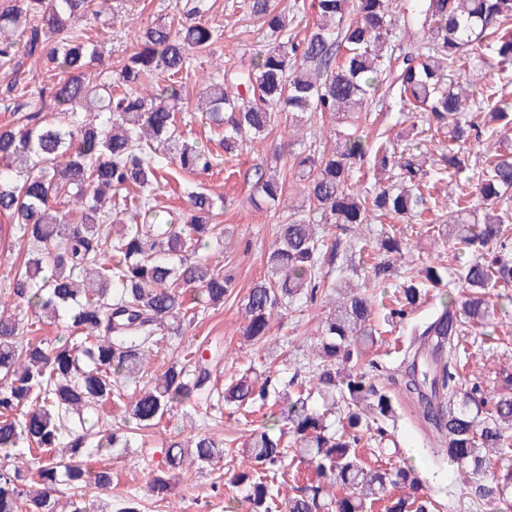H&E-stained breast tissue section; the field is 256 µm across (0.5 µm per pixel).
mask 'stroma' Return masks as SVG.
Returning <instances> with one entry per match:
<instances>
[{
    "mask_svg": "<svg viewBox=\"0 0 512 512\" xmlns=\"http://www.w3.org/2000/svg\"><path fill=\"white\" fill-rule=\"evenodd\" d=\"M106 3L112 6L113 12L99 39L104 47L103 60L112 67L119 66L133 52L139 28L161 19L185 18L177 0H106ZM209 4L211 9L205 19L215 31V43L210 52L192 57L189 72L182 79L183 95L176 117L181 131L191 132L193 138L209 149L215 162L209 171L197 174L171 167L155 194V205L161 213L182 212L188 206L187 192L191 189L224 198L225 205L216 208L213 221L223 225L226 245L222 250L210 251L209 257L232 277L233 292L225 298L223 306L196 317L186 327L182 342L186 345L211 340L223 343L227 355L213 374L216 385H223L255 362L270 364L273 379L282 388L293 375L312 377V367L294 340L314 333L324 317V308L309 303L289 308L274 318L267 343L258 349L242 336L241 301L252 284L267 275L265 257L275 239L276 225L287 222L303 203L292 167L293 154L309 148L332 150L339 125L334 116L324 115L317 122L315 135L304 137L291 128L288 114L282 113L270 135L246 139L234 153H225L222 144L212 136L205 113L197 108L199 89L206 80L218 75L220 64L248 65L258 50L274 44L275 39L249 17L247 0H209ZM15 79L26 86L27 101L36 103L41 89L57 81L58 76L47 71L39 61H27L17 76L0 66V125L16 123L19 118L18 113L7 108L6 87ZM399 109L395 94L381 88L369 106V120L359 125V135L370 141L379 133H387L399 149L419 155L426 168H434L439 156L437 140L415 142L403 136V127L398 123ZM259 168L276 172L284 183L285 192L277 209H259L250 200L254 172ZM447 220L448 185L442 182L433 190L430 213L411 222L400 218L393 221L395 228L408 238L406 260H428L444 267H458L459 262L445 240L435 239L427 231L428 226L443 225ZM26 250V240L0 215V294L8 291L14 265L24 258ZM439 306V296L429 294L407 321L382 333L363 356V363L376 364L371 381L393 395L400 418L396 429L386 432L383 438L365 440L359 452L364 458L378 460L387 467L406 464L418 470L431 487L442 488L439 512H492L486 504L469 498L456 466L444 459L435 432L424 421L417 399L401 389L403 366L398 346L409 336L412 326L426 321ZM462 360L466 380L481 383L487 395L499 393L503 386L502 372L512 373V313L497 315L492 324L483 328L469 327ZM190 411L187 405L174 407L159 424L146 430L143 447L130 449L122 456L104 457V464L112 470L113 499L130 492L137 494L143 500L145 512H236L244 489L233 485L230 478L244 457L243 445L252 430L267 424L278 409L267 405L241 414L225 411L214 430L216 439L224 443L223 461L199 473L189 472L172 485L167 499L157 498L147 487L146 475L161 463V450L166 444L191 436L187 421Z\"/></svg>",
    "mask_w": 512,
    "mask_h": 512,
    "instance_id": "stroma-1",
    "label": "stroma"
}]
</instances>
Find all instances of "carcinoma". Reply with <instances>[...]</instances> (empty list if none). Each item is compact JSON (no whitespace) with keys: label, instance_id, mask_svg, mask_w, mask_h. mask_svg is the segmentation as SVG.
I'll return each instance as SVG.
<instances>
[{"label":"carcinoma","instance_id":"carcinoma-1","mask_svg":"<svg viewBox=\"0 0 512 512\" xmlns=\"http://www.w3.org/2000/svg\"><path fill=\"white\" fill-rule=\"evenodd\" d=\"M319 20L297 40L290 19L272 0H250V17L280 42L257 54L250 65L224 69L202 89L208 120L221 131L224 150L243 136L270 133L278 111L293 123L312 125L325 112L356 126L371 95L383 84L410 112L422 113L420 133L443 138L438 175L452 186L469 170L464 145L493 123L512 121L496 107L485 125L468 119L472 84L451 78L458 63L488 44L501 75L512 70V0H314ZM99 15L92 0H4L0 3V64L15 71L23 60L44 61L62 78L50 87L55 117L34 112L0 126V213L8 215L29 243L15 267L11 293L43 317L62 320L81 337L51 350L20 337V314L0 316V512H59L55 493L64 487L69 512H110L95 507L87 490L112 489V470L92 465L93 457L139 446L140 431L158 424L177 404L221 411L265 405L280 407L279 428L254 430L247 441L250 469L233 473L245 488L244 512H368L398 487L405 493L387 512H433L439 502L426 479L413 469L368 467L357 448L370 422L396 420L392 396L355 371L376 340V303L367 292L352 291L351 276L367 274L373 287L401 278L385 324L401 323L432 289L443 284L447 268L394 267L391 256L407 243L391 225L375 238L347 243L331 232L347 224H367L373 215L411 220L430 211L428 172L397 154L381 133L368 142L336 133L331 152L302 151L293 168L309 203L308 213L278 224L266 255L267 278L252 285L242 301L246 341L260 344L275 315L304 301L330 305L311 345L317 356L313 383L292 379L270 388L269 376L254 365L224 389L212 384L224 362L221 344L182 348L159 374L148 362L162 336H180L195 313L185 307L181 289L197 291L202 310L219 307L231 280L209 259L224 229L212 223L214 199L191 191L189 212L157 218L153 190L174 163L188 173L210 168L209 151L178 133L176 106L191 56L211 51L214 30L196 22L175 27L158 22L142 29L139 50L117 70L101 69L99 83L86 82L88 68L100 62L98 42L80 26ZM414 30L425 41L392 57L388 37ZM161 72L168 84L147 98L137 85ZM376 171L399 170L400 184L354 186L355 165ZM263 203L280 204L277 173L255 171ZM134 189L142 221L114 224L106 192ZM512 194V150L488 149L476 170V192L454 194L443 236L469 259L457 269L468 289L461 299L447 297L429 321L411 330L402 350L407 370L401 388L418 397L424 417L446 445V457L465 476L476 500L512 501V474H497L483 449L500 454L511 448L512 393L486 396L482 385L464 386L459 354L467 325L491 321L495 311L485 296L490 288H512V237L507 234ZM65 197L76 218L53 200ZM339 271L336 283L327 276ZM324 409L312 404L313 394ZM112 400L125 403L123 424L105 431L95 419ZM44 454L35 457L33 453ZM33 457L43 490L22 488ZM224 456V444L204 427L185 442L172 440L163 468L153 473L150 490L164 497L182 470L203 469ZM310 471L294 494L279 499L277 485L288 482L289 464Z\"/></svg>","mask_w":512,"mask_h":512}]
</instances>
